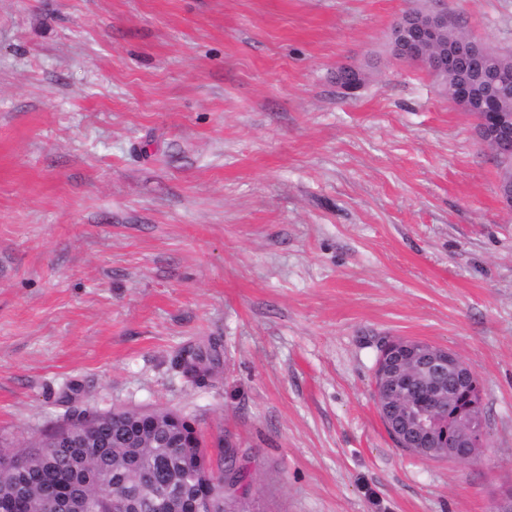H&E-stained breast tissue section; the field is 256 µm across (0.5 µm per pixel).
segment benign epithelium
<instances>
[{
    "label": "benign epithelium",
    "mask_w": 512,
    "mask_h": 512,
    "mask_svg": "<svg viewBox=\"0 0 512 512\" xmlns=\"http://www.w3.org/2000/svg\"><path fill=\"white\" fill-rule=\"evenodd\" d=\"M447 23L448 12L425 10L423 16L415 18L408 38L416 49L413 57H420L423 49L432 50V58L426 60V64L434 71H448L456 67L455 58L435 45L438 32ZM480 74L484 84L479 85L469 77L461 76L451 88L450 96L459 106L478 101L484 109L481 138L494 149L496 159L502 162L499 198L503 206L511 210L512 109L499 101L495 109H488L495 95L487 89L506 86L512 83V77L503 71L496 58L484 53L481 54ZM336 80L344 91L353 93L358 72L344 67L337 73ZM383 373L388 385L376 404L396 442L425 459L469 462L474 458L479 437L469 420L461 422L460 434L451 447L427 445L438 428L441 412L453 406L456 390L473 377V372L458 353L432 345L420 350L406 346L385 364ZM198 512H249V508L242 501L233 502L226 498L221 509L216 511L207 497L198 503Z\"/></svg>",
    "instance_id": "obj_1"
}]
</instances>
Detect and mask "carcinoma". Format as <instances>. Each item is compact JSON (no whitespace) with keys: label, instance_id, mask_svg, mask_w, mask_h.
Here are the masks:
<instances>
[{"label":"carcinoma","instance_id":"obj_1","mask_svg":"<svg viewBox=\"0 0 512 512\" xmlns=\"http://www.w3.org/2000/svg\"><path fill=\"white\" fill-rule=\"evenodd\" d=\"M483 45L448 23L441 46ZM219 345L211 342L179 362L192 382L210 376L221 364ZM484 416L480 387L463 385L444 422L445 439L458 434L459 416ZM149 415L127 410L93 413L60 427L14 452L0 451V502L14 500L20 512H192L209 491L232 496L245 480L236 467V450L219 452L224 466L212 469L202 437L184 416L168 411L163 428L151 433Z\"/></svg>","mask_w":512,"mask_h":512}]
</instances>
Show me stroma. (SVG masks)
<instances>
[{"instance_id":"obj_1","label":"stroma","mask_w":512,"mask_h":512,"mask_svg":"<svg viewBox=\"0 0 512 512\" xmlns=\"http://www.w3.org/2000/svg\"><path fill=\"white\" fill-rule=\"evenodd\" d=\"M420 7L512 52V0H0V446L168 409L237 448L258 512H494L512 210L477 118L391 49ZM395 338L476 375L480 460L390 438ZM221 360L222 352L219 345L210 342L188 352L186 358L179 362V366L192 382L198 383L196 378L204 380L210 376L220 366Z\"/></svg>"}]
</instances>
